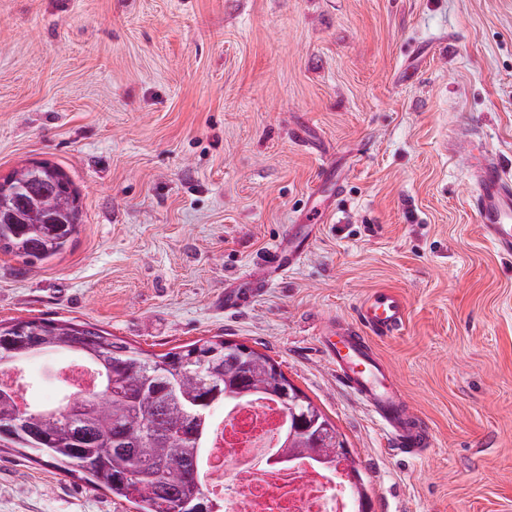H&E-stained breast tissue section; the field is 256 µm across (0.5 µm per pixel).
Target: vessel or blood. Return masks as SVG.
Returning a JSON list of instances; mask_svg holds the SVG:
<instances>
[{"label":"vessel or blood","instance_id":"b4317fda","mask_svg":"<svg viewBox=\"0 0 512 512\" xmlns=\"http://www.w3.org/2000/svg\"><path fill=\"white\" fill-rule=\"evenodd\" d=\"M468 156L474 182L472 205L478 222L496 250L511 256L512 166L477 140L470 141ZM312 238L308 230L294 245L275 242L259 258L260 274H246L225 288V309L239 308L260 295L272 276L301 257ZM404 318V301L392 292L378 291L361 304L355 322L323 332L319 345L342 384L370 409L390 446L401 455L415 456L431 445L432 430L408 414L390 369L372 344L373 337L395 333Z\"/></svg>","mask_w":512,"mask_h":512}]
</instances>
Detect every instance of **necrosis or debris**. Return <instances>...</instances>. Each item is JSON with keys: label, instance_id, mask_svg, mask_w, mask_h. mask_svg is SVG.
<instances>
[{"label": "necrosis or debris", "instance_id": "4bbe7bcc", "mask_svg": "<svg viewBox=\"0 0 512 512\" xmlns=\"http://www.w3.org/2000/svg\"><path fill=\"white\" fill-rule=\"evenodd\" d=\"M284 413L258 398L216 416L202 450V471L224 512H358L349 483L337 470L309 460L283 462ZM239 479L226 489L228 471Z\"/></svg>", "mask_w": 512, "mask_h": 512}]
</instances>
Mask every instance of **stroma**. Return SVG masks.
Wrapping results in <instances>:
<instances>
[{"label":"stroma","instance_id":"35a3bbf8","mask_svg":"<svg viewBox=\"0 0 512 512\" xmlns=\"http://www.w3.org/2000/svg\"><path fill=\"white\" fill-rule=\"evenodd\" d=\"M464 128L512 162V0H0V175L58 164L83 211L47 264L0 252V319L245 344L331 418L371 512H512V256L470 205ZM309 210L301 258L225 310ZM380 290L407 318L375 350L433 430L414 457L319 348ZM64 361L27 370L33 401ZM0 512L132 510L0 447Z\"/></svg>","mask_w":512,"mask_h":512}]
</instances>
